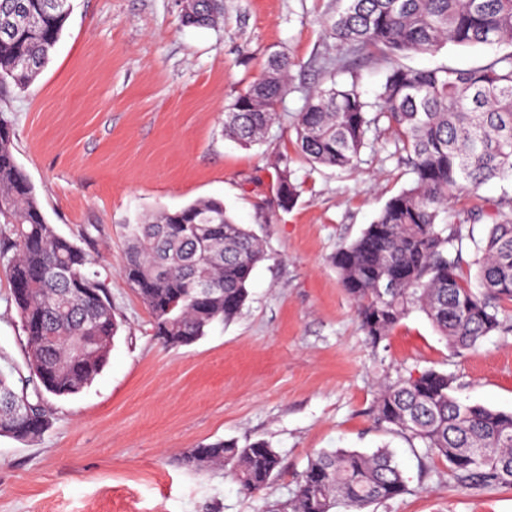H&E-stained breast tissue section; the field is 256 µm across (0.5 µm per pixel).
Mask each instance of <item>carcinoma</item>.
Here are the masks:
<instances>
[{
  "mask_svg": "<svg viewBox=\"0 0 512 512\" xmlns=\"http://www.w3.org/2000/svg\"><path fill=\"white\" fill-rule=\"evenodd\" d=\"M72 0H0V86H28L50 61L70 17ZM323 25L336 50L388 63L372 100L356 83L340 85L345 56L327 59L323 84L308 92L293 125L299 150L311 165L356 166L369 146L367 133L384 121L395 134V154L413 175L333 263L354 302L363 333L376 345L412 310L426 314L453 353L461 355L500 327L498 309L512 302V203L488 205L479 194L495 178L512 175V51L468 68L420 69L401 62L433 55L447 44L512 46V0H339ZM216 0H196L193 26L210 24ZM290 58L272 53L262 71L224 112V136L250 147L281 118L289 91ZM272 185L278 209L299 197L288 157ZM466 194L475 204L464 224L490 221L479 248L471 288L463 270L462 237L443 235L448 205ZM0 224L16 238L7 271L26 335L36 394L70 396L90 385L109 358L120 324L112 300L92 270L91 255L49 224L34 188L13 153V129L0 118ZM121 273L147 308L154 335L168 348L192 345L215 322L234 319L248 298L247 285L264 258L257 236L208 199L154 220L129 224ZM166 270V275L157 273ZM204 275L215 292L197 287ZM454 377L425 369L379 388L376 420L448 462L462 487L485 492L512 488V412L462 405ZM51 413L32 402L0 371V436L34 441ZM184 463L229 470L240 488L259 493L279 471L268 443L239 446L217 440L192 449ZM407 492L392 451L323 450L300 475L295 495L268 512H367Z\"/></svg>",
  "mask_w": 512,
  "mask_h": 512,
  "instance_id": "obj_1",
  "label": "carcinoma"
}]
</instances>
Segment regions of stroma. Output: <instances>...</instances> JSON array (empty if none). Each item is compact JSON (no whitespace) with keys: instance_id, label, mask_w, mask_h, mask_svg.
I'll use <instances>...</instances> for the list:
<instances>
[{"instance_id":"35a3bbf8","label":"stroma","mask_w":512,"mask_h":512,"mask_svg":"<svg viewBox=\"0 0 512 512\" xmlns=\"http://www.w3.org/2000/svg\"><path fill=\"white\" fill-rule=\"evenodd\" d=\"M183 5L73 0L47 66L26 89L0 90L15 158L48 222L92 255L121 322L88 387L43 395L52 419L39 439L0 436V512H262L294 495L319 451L383 445L407 491L373 512H512V490L462 488L446 460L423 458L375 422L380 385L429 368L454 376L462 404L512 411V303L501 330L456 356L418 310L371 346L341 286L332 256L411 180L393 132L370 131L351 172L310 168L287 121L251 147L224 136L225 108L275 50L293 62L285 109L300 111L322 81L317 60L334 53L322 20L336 0H223L209 27L182 26ZM507 51L451 44L409 63L465 68ZM284 154L301 194L268 224ZM210 197L255 232L265 258L234 320L170 350L120 272L124 227ZM5 268L1 257L0 370L18 382L30 371ZM218 439L267 442L279 474L249 495L228 470L182 464Z\"/></svg>"}]
</instances>
